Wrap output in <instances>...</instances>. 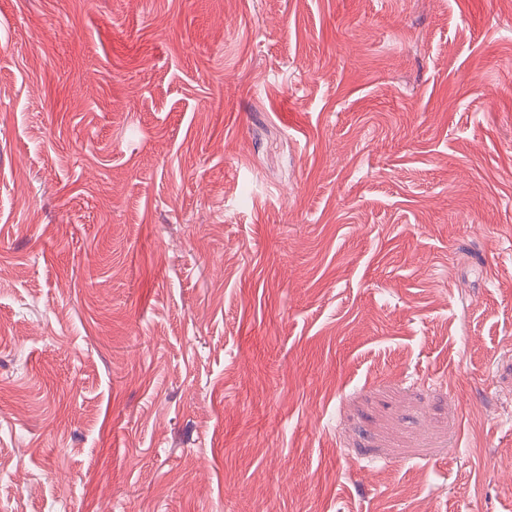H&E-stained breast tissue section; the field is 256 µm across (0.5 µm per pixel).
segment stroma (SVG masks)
Here are the masks:
<instances>
[{
    "label": "stroma",
    "instance_id": "35a3bbf8",
    "mask_svg": "<svg viewBox=\"0 0 512 512\" xmlns=\"http://www.w3.org/2000/svg\"><path fill=\"white\" fill-rule=\"evenodd\" d=\"M0 512H512V0H0Z\"/></svg>",
    "mask_w": 512,
    "mask_h": 512
}]
</instances>
